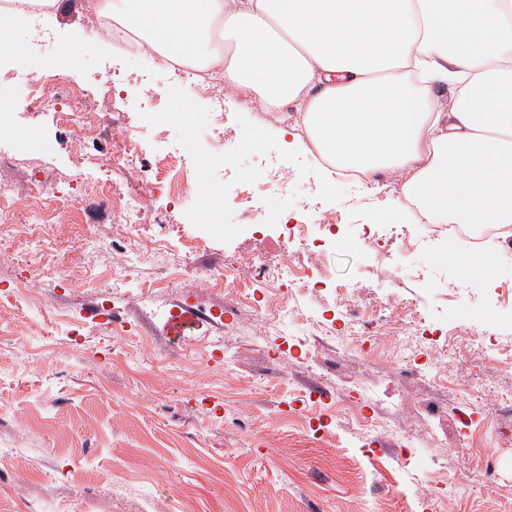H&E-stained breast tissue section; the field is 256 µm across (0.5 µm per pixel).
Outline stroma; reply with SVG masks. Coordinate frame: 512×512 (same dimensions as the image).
<instances>
[{
    "instance_id": "stroma-1",
    "label": "stroma",
    "mask_w": 512,
    "mask_h": 512,
    "mask_svg": "<svg viewBox=\"0 0 512 512\" xmlns=\"http://www.w3.org/2000/svg\"><path fill=\"white\" fill-rule=\"evenodd\" d=\"M141 68L102 42L67 75L90 91L112 78L113 122L131 132L136 166L84 167L82 145L46 113L16 114L0 134V152L20 160L14 221L0 224V512H512V443L500 440L512 431V358L474 346L469 313L481 292L496 343H512V299L499 294L512 261L494 263L481 289H450L437 241L413 249L392 236L384 253L368 249L363 225L389 233L396 209L411 221L403 178L360 190L327 178L311 144H289L267 106L240 92L225 96L223 143L211 147L209 99L184 97L158 71L127 79ZM179 107L192 128L172 118ZM171 149L177 206L155 196L137 228L88 207L99 181L134 190ZM271 159L290 176L277 193ZM34 164L54 176L48 193L78 199L69 215L30 223ZM201 173L223 182L219 206L194 195ZM289 221L315 239L339 225L320 264L299 247L284 253ZM283 254L307 272L280 290L295 312L289 336L274 313L234 301L258 288L243 258ZM221 268L226 278L202 287ZM339 286L385 320L370 339L381 364L362 360V337L311 325L335 314ZM105 300L108 329L96 318ZM404 305L448 321L447 350L411 351L427 369L446 364V419H430L423 385L388 382ZM186 309L198 320L176 345L167 323ZM304 334L320 337V366L305 363Z\"/></svg>"
}]
</instances>
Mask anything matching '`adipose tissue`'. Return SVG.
Wrapping results in <instances>:
<instances>
[{"mask_svg": "<svg viewBox=\"0 0 512 512\" xmlns=\"http://www.w3.org/2000/svg\"><path fill=\"white\" fill-rule=\"evenodd\" d=\"M154 49L294 111L326 175H404L432 222L512 226V0H113ZM447 86L449 95L438 94Z\"/></svg>", "mask_w": 512, "mask_h": 512, "instance_id": "1", "label": "adipose tissue"}]
</instances>
